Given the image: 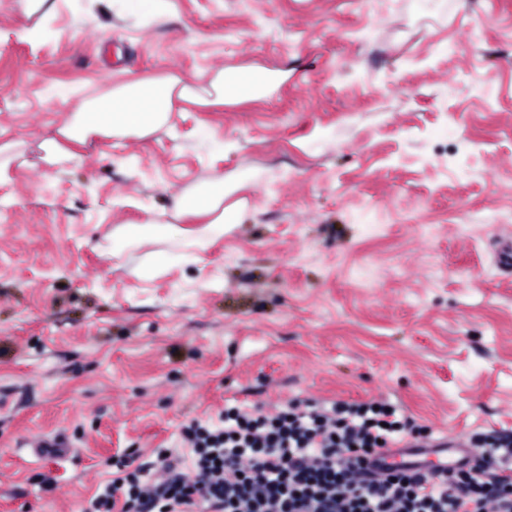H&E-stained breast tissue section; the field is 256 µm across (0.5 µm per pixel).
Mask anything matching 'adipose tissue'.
I'll list each match as a JSON object with an SVG mask.
<instances>
[{"instance_id": "ef3b65f1", "label": "adipose tissue", "mask_w": 512, "mask_h": 512, "mask_svg": "<svg viewBox=\"0 0 512 512\" xmlns=\"http://www.w3.org/2000/svg\"><path fill=\"white\" fill-rule=\"evenodd\" d=\"M261 82V76L256 73L229 83L219 75L205 87L182 86L174 78L134 80L113 90L111 97L99 101L89 111L78 114L65 135L80 142L92 133L112 136L147 134L166 124L173 94H180L199 105H209L250 94ZM223 200L224 178L213 176L195 192L180 196L177 201L180 212L203 219L204 225L200 230L186 236L178 229L155 223L144 227L143 232L147 235L159 233L168 240H185L190 248L185 259L193 261L195 252L205 251L224 234L226 218L219 211Z\"/></svg>"}]
</instances>
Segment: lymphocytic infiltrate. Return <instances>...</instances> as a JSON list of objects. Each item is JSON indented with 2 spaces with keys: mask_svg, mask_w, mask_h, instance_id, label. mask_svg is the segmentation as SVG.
I'll use <instances>...</instances> for the list:
<instances>
[{
  "mask_svg": "<svg viewBox=\"0 0 512 512\" xmlns=\"http://www.w3.org/2000/svg\"><path fill=\"white\" fill-rule=\"evenodd\" d=\"M186 460L117 461L82 512H512V433L475 434L476 454L447 474L409 468L369 480L380 448H428L431 430L385 400L225 407L182 429Z\"/></svg>",
  "mask_w": 512,
  "mask_h": 512,
  "instance_id": "1",
  "label": "lymphocytic infiltrate"
}]
</instances>
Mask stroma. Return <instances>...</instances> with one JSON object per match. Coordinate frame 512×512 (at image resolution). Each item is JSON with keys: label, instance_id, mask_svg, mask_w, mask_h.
Instances as JSON below:
<instances>
[{"label": "stroma", "instance_id": "1", "mask_svg": "<svg viewBox=\"0 0 512 512\" xmlns=\"http://www.w3.org/2000/svg\"><path fill=\"white\" fill-rule=\"evenodd\" d=\"M246 70L267 87L176 97L156 132L42 160L130 79ZM202 125L224 155L196 147ZM0 148V512H80L113 459L186 457L182 425L228 402L386 399L437 438L512 430V278L491 253L512 213V0H169L137 25L102 0H0ZM215 173L233 221L198 261L152 237L113 254L128 224L196 228L174 201Z\"/></svg>", "mask_w": 512, "mask_h": 512}]
</instances>
